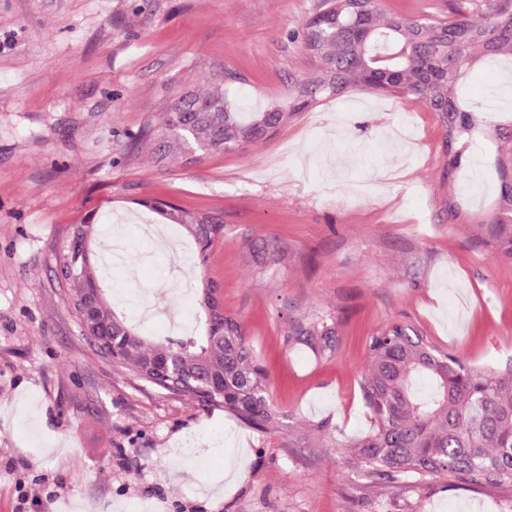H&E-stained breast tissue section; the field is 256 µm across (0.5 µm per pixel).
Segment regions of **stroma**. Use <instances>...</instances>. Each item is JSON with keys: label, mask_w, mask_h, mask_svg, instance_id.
<instances>
[{"label": "stroma", "mask_w": 512, "mask_h": 512, "mask_svg": "<svg viewBox=\"0 0 512 512\" xmlns=\"http://www.w3.org/2000/svg\"><path fill=\"white\" fill-rule=\"evenodd\" d=\"M322 3L0 0V512H512L510 487L361 477L336 442L371 429L358 377L390 322L512 369V253L487 232L512 182V83L483 61L465 74L466 99L504 103L462 153L439 113L362 89L196 164L142 139L217 85L240 112L288 104L315 68L299 33ZM152 197L223 221L203 271L267 373L272 430L140 379L71 312L64 242L87 220L101 251L121 218V311L156 338L163 303L200 319L179 274L194 245L139 229ZM297 322L334 328L332 350L296 343Z\"/></svg>", "instance_id": "obj_1"}]
</instances>
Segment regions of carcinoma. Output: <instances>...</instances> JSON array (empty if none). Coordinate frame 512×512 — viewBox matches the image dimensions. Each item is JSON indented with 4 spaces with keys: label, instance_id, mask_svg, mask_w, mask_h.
<instances>
[{
    "label": "carcinoma",
    "instance_id": "1",
    "mask_svg": "<svg viewBox=\"0 0 512 512\" xmlns=\"http://www.w3.org/2000/svg\"><path fill=\"white\" fill-rule=\"evenodd\" d=\"M369 31L365 42L358 34ZM304 46L319 68L299 84L288 107L262 112H235L224 92L189 95L168 113L154 135L159 157L175 149L182 156L221 154L225 147L248 146L288 121V113L356 87L403 90V94L441 113L448 138L456 142L475 122L479 104L459 103L462 70L482 57L512 56V18L500 14L496 0H468L448 19L408 18L387 14L378 0H325L302 32ZM145 210L181 227L192 238L200 260L224 238V225L205 213L184 209L168 200L138 201ZM82 243L64 252L62 275L69 285L67 300L81 309L85 290L98 288V299L84 316L85 334L103 356L130 365L143 375L160 357H177L182 365L204 363L224 374V391L206 399L224 407L242 422L261 431L276 424L266 375L241 324L220 311L205 318L202 332L149 338L130 325L108 300L110 280L93 261L86 242L93 227L79 224ZM492 241L512 251V226L492 224ZM200 309L223 305L219 286L204 278L191 286ZM295 341L332 349L333 331L292 328ZM367 362L359 378L363 398L374 415L372 430L343 444L354 463L368 476L407 478L453 475L480 480L493 487H512V370L499 372L436 346L419 328L395 322L370 336Z\"/></svg>",
    "mask_w": 512,
    "mask_h": 512
}]
</instances>
